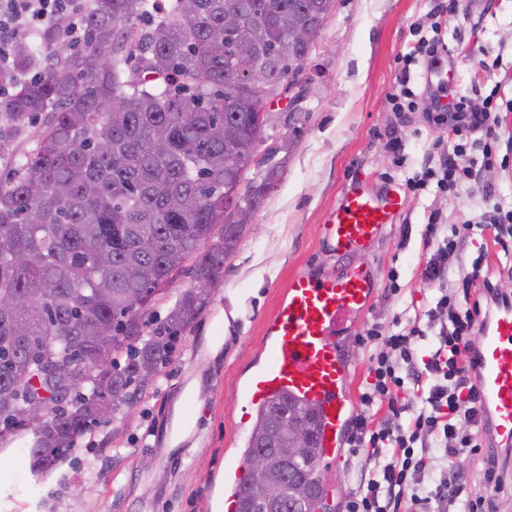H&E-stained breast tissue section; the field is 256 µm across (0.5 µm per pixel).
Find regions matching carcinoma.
Segmentation results:
<instances>
[{
	"label": "carcinoma",
	"instance_id": "1",
	"mask_svg": "<svg viewBox=\"0 0 512 512\" xmlns=\"http://www.w3.org/2000/svg\"><path fill=\"white\" fill-rule=\"evenodd\" d=\"M91 0L80 49L42 64L29 43H16L0 65V155L26 123L49 119L16 173L0 184V441L26 431L34 472H47L77 438L105 421L102 407L126 403L141 368L159 371L179 335L224 276L241 233L228 221L244 203L260 206L263 182L243 185L254 159L240 142L261 137L266 97L278 92L289 60L309 50L292 41L288 15L320 26L335 0ZM240 24L224 30L229 9ZM254 44L240 56L237 47ZM155 246L146 250L141 239ZM203 243L208 244L199 250ZM195 257V284L164 320L145 331L156 297ZM143 296L139 304L130 297ZM125 355L122 360L119 355ZM55 360L88 371L66 388ZM47 419L28 422L31 401ZM283 410L317 411L278 397L258 411L246 459L279 447ZM281 512H327L318 443L288 458ZM239 512H268L248 493Z\"/></svg>",
	"mask_w": 512,
	"mask_h": 512
}]
</instances>
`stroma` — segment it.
<instances>
[{"label": "stroma", "mask_w": 512, "mask_h": 512, "mask_svg": "<svg viewBox=\"0 0 512 512\" xmlns=\"http://www.w3.org/2000/svg\"><path fill=\"white\" fill-rule=\"evenodd\" d=\"M336 0L310 56L311 82L298 111L269 101L258 156L277 166L252 224L224 268V280L160 374L106 423L77 439L44 477L34 476L24 438L0 449V512H224L225 475L243 456L250 427L239 424L240 392L266 361L264 327L288 281L370 264L378 287L365 313L342 339L347 397L358 406L369 352L357 342L369 324L424 311L435 299L420 279L421 232L431 213L445 224L475 221L493 204L512 207V0ZM439 36L451 50L452 94L473 107L493 97L499 124L495 161L477 169L476 185L455 192L407 194L396 223L369 252L345 257L324 248L323 224L341 192L359 174L375 187L404 186L429 157L445 128L422 112L396 113V77L417 35ZM501 290L512 272L492 231L467 235L448 260L449 291L466 286L478 254ZM398 270L399 294L388 289ZM326 469L329 502L342 512L358 478L346 450Z\"/></svg>", "instance_id": "obj_1"}]
</instances>
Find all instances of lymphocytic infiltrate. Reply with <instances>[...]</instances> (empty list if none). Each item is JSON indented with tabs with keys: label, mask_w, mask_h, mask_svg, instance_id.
<instances>
[{
	"label": "lymphocytic infiltrate",
	"mask_w": 512,
	"mask_h": 512,
	"mask_svg": "<svg viewBox=\"0 0 512 512\" xmlns=\"http://www.w3.org/2000/svg\"><path fill=\"white\" fill-rule=\"evenodd\" d=\"M84 9L85 0H0V63L9 61L23 35L59 28L67 42L80 41ZM410 80L409 69H402L395 111L423 110L427 121L450 132L433 145L439 169L422 167L409 178L410 189L433 183L448 191L471 183L477 164L492 163L495 107L488 102L473 109L463 95L447 102L431 86L419 95ZM421 239V279L440 294L425 314L394 319L393 332L374 323L360 337L370 351L366 389L344 442L371 477L353 493L346 512H455L461 505L467 512H496L493 496L512 476L485 439L484 409L469 366L489 301L512 304V293L483 276L472 305L460 308L442 288L448 256L462 245L458 229L433 216ZM384 404L392 412L387 419L377 416ZM461 457L481 461L479 475L449 471V462Z\"/></svg>",
	"instance_id": "1"
}]
</instances>
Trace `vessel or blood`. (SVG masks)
Segmentation results:
<instances>
[{
    "instance_id": "obj_1",
    "label": "vessel or blood",
    "mask_w": 512,
    "mask_h": 512,
    "mask_svg": "<svg viewBox=\"0 0 512 512\" xmlns=\"http://www.w3.org/2000/svg\"><path fill=\"white\" fill-rule=\"evenodd\" d=\"M405 206L397 190L379 191L356 180L321 225V238L341 257L370 249ZM376 286L366 264L329 276L295 273L264 328L267 360L243 389L252 407L289 395L318 408L324 460L335 459L348 426V370L338 340L348 318L367 310ZM479 338L471 366L479 377L489 434L496 445L512 446V307L489 310Z\"/></svg>"
}]
</instances>
